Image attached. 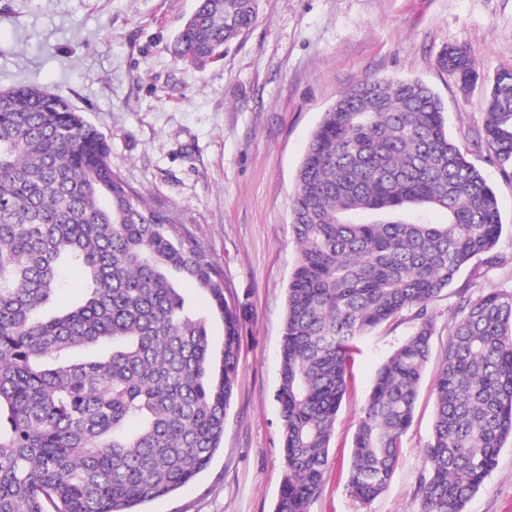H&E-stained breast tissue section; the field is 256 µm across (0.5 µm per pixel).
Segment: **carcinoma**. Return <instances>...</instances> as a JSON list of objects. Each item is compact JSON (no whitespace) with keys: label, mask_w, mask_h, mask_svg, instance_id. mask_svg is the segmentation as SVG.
Masks as SVG:
<instances>
[{"label":"carcinoma","mask_w":512,"mask_h":512,"mask_svg":"<svg viewBox=\"0 0 512 512\" xmlns=\"http://www.w3.org/2000/svg\"><path fill=\"white\" fill-rule=\"evenodd\" d=\"M255 19L253 0H197L173 57L203 67ZM438 65L464 86L479 78L463 47L444 49ZM482 137L512 170V68L492 79ZM434 209L448 222H429ZM290 211L299 260L280 346L286 472L275 512H309L358 344L415 309L353 437L348 488L370 502L414 419L432 348L428 304L474 258L499 261L497 197L448 137L428 85L366 77L313 131ZM63 263L82 270L83 299L45 316ZM182 280L224 323L218 360ZM463 308L435 381L421 512H464L512 440V292ZM239 345L224 274L112 170L104 133L45 88H1L0 512H136L183 487L220 448Z\"/></svg>","instance_id":"1"}]
</instances>
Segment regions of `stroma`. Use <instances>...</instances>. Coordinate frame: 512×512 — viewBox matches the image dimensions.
<instances>
[{"label":"stroma","mask_w":512,"mask_h":512,"mask_svg":"<svg viewBox=\"0 0 512 512\" xmlns=\"http://www.w3.org/2000/svg\"><path fill=\"white\" fill-rule=\"evenodd\" d=\"M195 0H0V88H47L106 136L114 171L147 202L171 210L222 270L241 312L238 376L224 440L209 466L143 512H275L286 471L278 405L287 288L298 261L290 197L323 112L365 76L418 79L443 100L448 134L497 194L500 264L474 260L428 306L434 326L414 420L392 481L371 502L353 497L348 469L360 410L382 363L415 329L413 311L359 345L353 387L337 413L330 464L310 512H418L422 449L434 384L472 297L512 290V176L482 137L487 80L512 67V0H256L257 19L204 68L170 45ZM467 48L481 80L460 89L436 64ZM465 512H512V442Z\"/></svg>","instance_id":"stroma-1"}]
</instances>
